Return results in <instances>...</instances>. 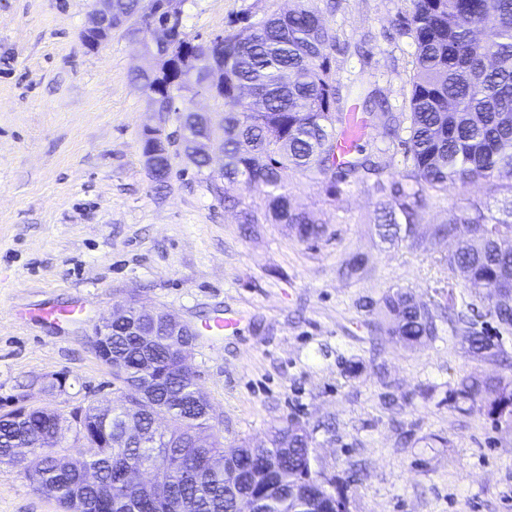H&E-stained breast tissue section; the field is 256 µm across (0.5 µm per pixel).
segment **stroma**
<instances>
[{
    "label": "stroma",
    "mask_w": 512,
    "mask_h": 512,
    "mask_svg": "<svg viewBox=\"0 0 512 512\" xmlns=\"http://www.w3.org/2000/svg\"><path fill=\"white\" fill-rule=\"evenodd\" d=\"M92 3L0 0V414L15 403L67 414L113 401L112 371L90 337L139 296L196 327L239 318L236 335L199 337L187 355L225 450L293 418L311 436L315 470L345 482L349 512H512V427L451 398L466 377L512 378V330L500 332L447 265L380 238L368 183L343 181L329 197L317 179H294L297 204L329 229L317 242L278 224L243 236L236 210L178 160L155 190L139 143L155 116L133 79L147 60L119 32L85 47ZM316 4L339 40L341 92L370 87L404 111L415 51L398 26L405 0ZM294 6L186 0L183 23L206 38L235 15L257 21ZM486 198L480 183L438 194L425 223ZM354 257L363 267L343 275ZM450 280L479 309L472 329L501 337L504 355L473 356L444 311L438 337L416 349L370 326L366 303L400 288L432 304ZM73 305L83 308L73 321L37 316ZM60 374L64 394L47 386ZM0 512L63 510L0 462Z\"/></svg>",
    "instance_id": "35a3bbf8"
}]
</instances>
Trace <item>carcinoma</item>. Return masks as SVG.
<instances>
[{"mask_svg":"<svg viewBox=\"0 0 512 512\" xmlns=\"http://www.w3.org/2000/svg\"><path fill=\"white\" fill-rule=\"evenodd\" d=\"M152 0H113L114 28L131 30L121 18L148 30L158 18ZM400 30L415 47L408 111L395 114L369 94L361 102L342 100L332 71L336 32L313 0H296L286 13H274L258 23L241 17L208 39L181 31L178 53L193 60L184 69L181 57L166 73L153 77L137 71L155 111L175 117L179 127H191V107L197 95L213 100L211 122L224 131V168L214 176L206 156L187 145L178 151L157 141L148 131L140 137L143 157H150L152 181L159 187L171 176L178 158L204 176L209 188L232 208L238 202L224 196V182L246 191L263 190V214L239 208V223L281 224L301 241H318L328 227L295 206L291 181L312 174L326 196L336 195V177L375 174L378 194L375 220L379 235L390 243L406 242L413 249L435 253L433 241L451 235L460 246L445 259L448 269L464 274L470 288L491 301L489 313L506 331L512 329V0H409L399 19ZM369 129L383 128L401 140L409 173L379 177V164L360 146L336 163V148L345 136L351 113ZM485 186L487 202H474L435 225L432 238L422 236L434 197L449 187ZM375 328L397 344L416 346L435 339L437 315L406 291L397 289L371 305ZM166 313L157 309L135 322L163 330ZM476 355L496 357L500 351L489 336L474 331L465 337ZM112 353L122 360L112 369L119 390L132 399L136 415L112 417L110 435L117 444L131 427L148 426L163 417L170 429L143 448H133L147 466L175 473L172 500L180 512H243L248 496L268 492L267 512H336L345 499L341 485L330 491L320 474L305 479L312 464L311 438L297 421L274 428L266 444L245 445L230 453L214 433L210 404L200 397L182 371L177 342L168 338L150 351L157 379L152 393L139 399L138 373L143 348L124 326L112 328ZM455 401L486 411L498 422L512 423V383L463 380ZM67 423L82 442L83 455L71 458L49 441L30 448L20 465L37 491L65 509L100 512V504L118 499L112 512H170L169 503L148 491H128L120 485V459L115 448L98 442L95 407L87 402L66 417L56 409L38 408L17 424L0 421V460H14V448L37 428L51 435ZM98 480H85L87 467Z\"/></svg>","mask_w":512,"mask_h":512,"instance_id":"1","label":"carcinoma"}]
</instances>
